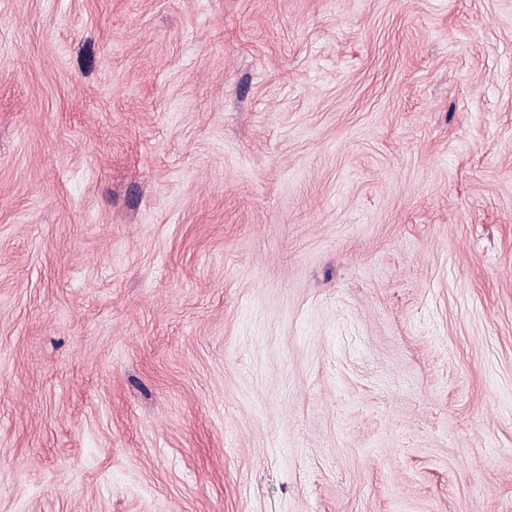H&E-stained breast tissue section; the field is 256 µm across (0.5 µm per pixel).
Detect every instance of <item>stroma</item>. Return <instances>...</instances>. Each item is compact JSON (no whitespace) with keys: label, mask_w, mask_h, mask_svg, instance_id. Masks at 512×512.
Returning a JSON list of instances; mask_svg holds the SVG:
<instances>
[{"label":"stroma","mask_w":512,"mask_h":512,"mask_svg":"<svg viewBox=\"0 0 512 512\" xmlns=\"http://www.w3.org/2000/svg\"><path fill=\"white\" fill-rule=\"evenodd\" d=\"M0 512H512V0H0Z\"/></svg>","instance_id":"obj_1"}]
</instances>
